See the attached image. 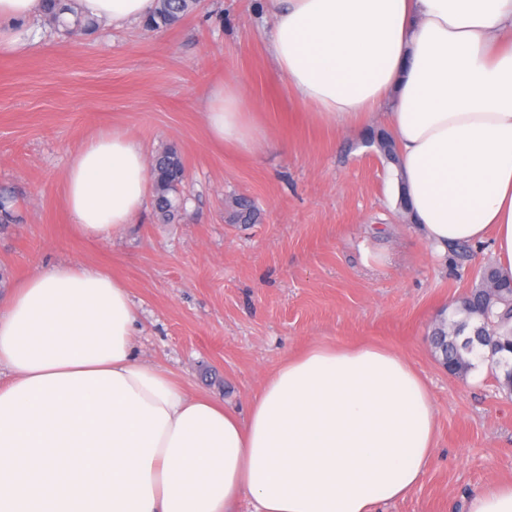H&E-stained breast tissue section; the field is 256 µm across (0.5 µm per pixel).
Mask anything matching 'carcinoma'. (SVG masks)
<instances>
[{"label":"carcinoma","instance_id":"cac0c4a2","mask_svg":"<svg viewBox=\"0 0 512 512\" xmlns=\"http://www.w3.org/2000/svg\"><path fill=\"white\" fill-rule=\"evenodd\" d=\"M46 2V16L58 30L73 33L94 26L93 22L78 16L65 19L64 14L70 8L58 0ZM159 2L158 11L144 23L149 30L170 27L200 5V0ZM185 176V165L177 150L169 148L153 159L150 178L155 188V211L165 224L174 222L179 216L182 208L179 187ZM436 340L443 361L452 366L455 375H465L475 368L471 360L475 345L487 347V360L499 371L497 381L501 389L512 396V278L499 277L491 265L481 268L472 286L456 300L448 324L437 328Z\"/></svg>","mask_w":512,"mask_h":512}]
</instances>
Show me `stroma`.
Masks as SVG:
<instances>
[{"mask_svg": "<svg viewBox=\"0 0 512 512\" xmlns=\"http://www.w3.org/2000/svg\"><path fill=\"white\" fill-rule=\"evenodd\" d=\"M269 26L258 0H203L160 32L102 23L66 36L20 24L22 48L0 53V194L13 199L0 215V302L48 265L104 269L138 307V360L241 414L312 345L395 350L430 388L437 448L420 485L379 512H464L472 490L512 478V397L490 368L450 375L432 333L493 252L474 247L460 268L431 254L372 143L383 117L349 132L311 120L268 58ZM230 77L276 148L209 140L204 103ZM112 128L152 157L176 147L186 202L171 224L145 204L101 241L70 223L64 177L74 150ZM239 197L255 204L252 223L234 221Z\"/></svg>", "mask_w": 512, "mask_h": 512, "instance_id": "obj_1", "label": "stroma"}]
</instances>
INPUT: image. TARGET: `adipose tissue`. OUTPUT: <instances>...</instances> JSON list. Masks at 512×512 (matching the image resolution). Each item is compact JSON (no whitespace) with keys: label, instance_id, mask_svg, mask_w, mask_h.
<instances>
[{"label":"adipose tissue","instance_id":"ef3b65f1","mask_svg":"<svg viewBox=\"0 0 512 512\" xmlns=\"http://www.w3.org/2000/svg\"><path fill=\"white\" fill-rule=\"evenodd\" d=\"M267 53L317 120L347 131L390 105L412 218L433 253L491 240L512 277V0H261ZM156 0H76L84 16L138 23ZM42 0H0V52ZM212 142L268 145L228 79L210 93ZM143 148L125 131L74 153L65 206L103 240L148 197ZM126 286L82 264L47 267L0 305V512H374L408 496L437 448L433 396L397 352L315 345L265 381L247 417L188 396L137 360ZM467 512H512V481Z\"/></svg>","mask_w":512,"mask_h":512}]
</instances>
